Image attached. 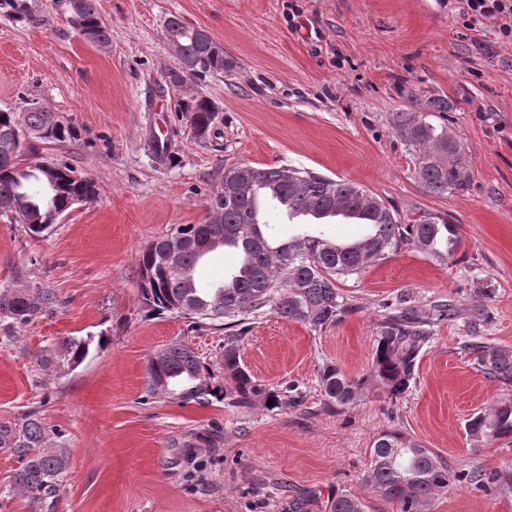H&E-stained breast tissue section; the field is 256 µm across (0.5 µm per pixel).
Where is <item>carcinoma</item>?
Listing matches in <instances>:
<instances>
[{
    "mask_svg": "<svg viewBox=\"0 0 512 512\" xmlns=\"http://www.w3.org/2000/svg\"><path fill=\"white\" fill-rule=\"evenodd\" d=\"M72 28L97 47L110 43L109 29L97 11L96 0H62ZM0 16L23 21L30 16L27 0H0ZM168 40H176L180 68L166 74V87L179 89L198 73L222 74L234 67L224 47L214 38L201 37L199 29L179 16L165 23ZM409 102L418 110L396 114L395 128L411 151L418 182L431 195H444L465 187V150L462 143L435 125L432 113L448 111V98L410 91ZM194 137L209 138L220 113L211 100L187 96L181 102ZM72 125L53 113L30 105L25 111L0 109V216L40 235L79 203L95 199V183L75 175L67 163L41 161L26 164L39 145L74 139ZM269 197L282 219L292 223L295 211L320 213L359 211L369 232L349 243L301 231L282 241L275 225L257 221L256 202ZM203 224H179L152 241L138 257L140 295L151 313L170 314L196 321L229 320L239 333L224 339V380L215 381L208 365L189 345L173 343L148 360L147 393L180 403L203 405L230 397L239 407L257 403L282 404L281 395L251 375L241 362L238 343L246 320L271 309L287 321L299 322L312 331L336 323L349 313L337 286L341 277L357 275L371 264L407 246L429 258L446 262L459 246V227L448 219L426 213L412 224L400 223L394 212L376 195L343 180L306 169L261 167L246 163L224 166V176L205 195ZM180 236L187 240L179 265L164 258V242ZM234 248L240 263L224 273L218 288L196 286V268L208 254ZM54 296L41 288H5L0 291V315L18 324L38 317ZM455 317L453 301L429 308L404 294L390 305L380 323L371 362L365 373L350 376L336 365H327L319 382L328 400L338 406L357 402L365 395L396 400L415 381L418 357L432 337L435 322ZM91 339L67 337L58 351L40 356L50 368L57 359L80 364L88 355ZM468 350L483 373L505 385L512 384V350L486 343H472ZM476 443L512 439V403L474 413L466 424ZM48 433L36 415L16 428L0 423V447L20 458L14 487L38 504L55 496L63 485L67 453L47 447ZM370 481L382 497L397 504L399 512H423L434 492L448 486V468L437 463L433 452L400 430L379 432L373 442ZM460 478L487 492H512L511 470H476ZM330 512H365L364 503L350 493L331 499Z\"/></svg>",
    "mask_w": 512,
    "mask_h": 512,
    "instance_id": "obj_1",
    "label": "carcinoma"
}]
</instances>
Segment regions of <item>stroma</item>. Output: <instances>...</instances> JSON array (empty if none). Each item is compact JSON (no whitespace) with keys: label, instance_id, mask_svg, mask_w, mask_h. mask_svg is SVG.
<instances>
[{"label":"stroma","instance_id":"stroma-1","mask_svg":"<svg viewBox=\"0 0 512 512\" xmlns=\"http://www.w3.org/2000/svg\"><path fill=\"white\" fill-rule=\"evenodd\" d=\"M31 19L0 17V108L35 100L72 124L76 140L46 144L96 184L36 237L0 217V289L43 288L54 301L26 324L0 320V423L41 418L68 468L56 498L33 504L0 448V512H329L351 493L366 512H398L370 482L377 433L398 429L453 473L512 468V445H477L472 414L512 401V384L476 369L466 342L512 349V47L493 24L463 32L449 0H97L108 47L83 40L60 0H28ZM205 29L233 70L188 80L220 121L192 135L183 94L163 91L179 61L165 21ZM447 97L433 121L465 147L466 186L421 188L394 128L405 86ZM291 166L352 181L409 224L426 213L458 224L448 263L410 249L339 280L350 314L319 331L273 311L240 342L247 368L283 403L182 404L146 393L150 356L188 343L223 380L227 328L148 313L137 260L175 224L204 223L203 199L226 165ZM420 305L452 300L433 326L416 382L397 400L366 396L339 407L319 383L327 364L355 376L369 366L378 325L403 293ZM91 337L76 366L42 369L61 338ZM425 512H512V495L450 481Z\"/></svg>","mask_w":512,"mask_h":512}]
</instances>
